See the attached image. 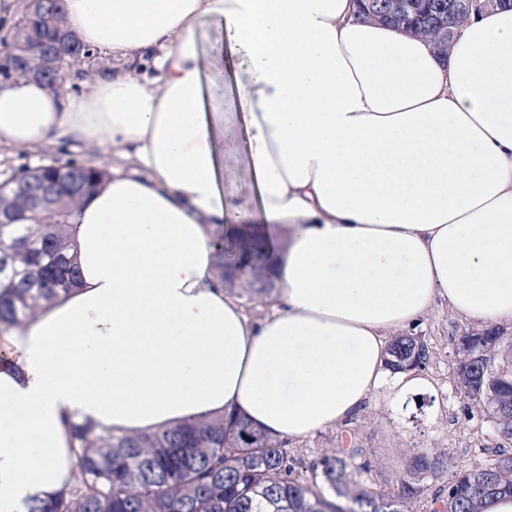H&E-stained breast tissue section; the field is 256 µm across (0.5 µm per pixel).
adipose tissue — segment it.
<instances>
[{
    "mask_svg": "<svg viewBox=\"0 0 512 512\" xmlns=\"http://www.w3.org/2000/svg\"><path fill=\"white\" fill-rule=\"evenodd\" d=\"M64 16L112 66L78 93L0 79V149L74 144L109 175L66 229L73 290L8 332L0 512L71 483L67 421L149 434L233 414L298 442L432 391L387 344L437 301L512 321V9L472 16L444 54L354 0H64ZM207 22L244 54L209 62L230 76L222 108ZM241 140L258 204L234 215ZM246 230L269 259L260 318L216 269L219 235ZM197 42L203 62H206L204 65V80L209 96L214 103L223 102L229 97L230 86L225 78L224 71L212 68L209 65V60L215 49L221 46L223 47L224 57H232L237 62H242L244 56L239 51L233 52L219 27L210 23L203 24L198 32Z\"/></svg>",
    "mask_w": 512,
    "mask_h": 512,
    "instance_id": "ef3b65f1",
    "label": "adipose tissue"
}]
</instances>
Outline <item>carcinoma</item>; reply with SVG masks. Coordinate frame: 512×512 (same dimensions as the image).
Returning <instances> with one entry per match:
<instances>
[{"label": "carcinoma", "instance_id": "obj_1", "mask_svg": "<svg viewBox=\"0 0 512 512\" xmlns=\"http://www.w3.org/2000/svg\"><path fill=\"white\" fill-rule=\"evenodd\" d=\"M64 0H46L43 11L26 9L8 44L6 73L39 72L54 89L60 70L43 67L44 48L70 39L66 58L90 55V49L64 29ZM429 38L439 51L448 50V0H398L393 11L375 16ZM105 172L70 162L39 166L0 183V332L20 325L42 306L76 284L78 270L68 257L63 233L71 209L88 194ZM51 190L41 210L29 208L31 189ZM29 223L23 224L21 220ZM506 336L490 329L462 336L457 348V389L482 399L492 411L498 433L512 441V364L496 365L491 354ZM394 369L416 368L427 357L426 346L412 335H398L388 346ZM79 448L74 480L65 492L36 500L28 512H403L404 501L416 497L422 473L446 463L442 451L418 452L398 479L395 495L356 482L350 460L358 449L324 455L312 466V476H300L302 466L288 452V442L274 440L240 417L211 422H187L145 436L101 435L86 424H69ZM512 497V454L504 450L485 465L459 472L448 486L442 512H484L488 500Z\"/></svg>", "mask_w": 512, "mask_h": 512}]
</instances>
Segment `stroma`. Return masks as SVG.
Instances as JSON below:
<instances>
[{"label": "stroma", "mask_w": 512, "mask_h": 512, "mask_svg": "<svg viewBox=\"0 0 512 512\" xmlns=\"http://www.w3.org/2000/svg\"><path fill=\"white\" fill-rule=\"evenodd\" d=\"M197 42L207 62L204 80L209 96L213 102H223L230 86L223 70L209 67L208 62L218 48L225 57L239 62L244 56L232 51L219 27L210 23L203 24ZM90 160L84 149L74 145L51 143L38 154L15 151L0 156V182L41 165L69 161L86 164ZM482 329V324L452 313L447 303H438L413 330L429 349V358L418 373L433 383L435 394L415 396L395 412L383 401H374L344 423L290 443L289 451L310 463L339 448L357 449L354 463L361 468L360 479L386 493L394 490L413 452L422 448L445 452L447 467L425 474L419 482L420 494L407 503L409 512H431L433 499L446 497L456 473L487 463L496 451L512 452V442L504 441L497 432L487 404L464 396L454 382L460 336Z\"/></svg>", "instance_id": "1"}]
</instances>
